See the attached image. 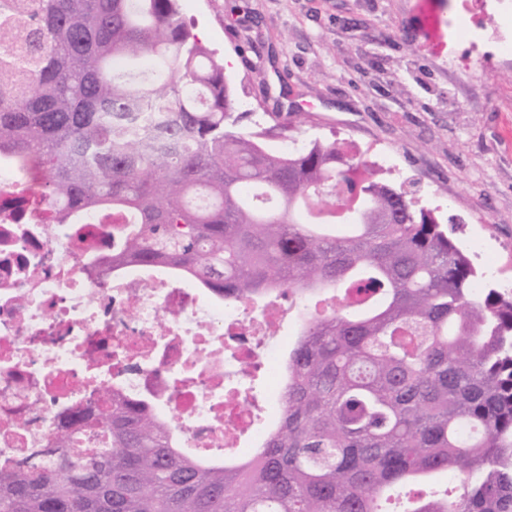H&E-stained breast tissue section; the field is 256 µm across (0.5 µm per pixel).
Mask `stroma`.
Here are the masks:
<instances>
[{"label":"stroma","instance_id":"stroma-1","mask_svg":"<svg viewBox=\"0 0 512 512\" xmlns=\"http://www.w3.org/2000/svg\"><path fill=\"white\" fill-rule=\"evenodd\" d=\"M234 58L240 123L393 151L395 183L435 209L497 287H512V67L451 0H182Z\"/></svg>","mask_w":512,"mask_h":512}]
</instances>
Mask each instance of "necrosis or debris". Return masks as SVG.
<instances>
[{
  "label": "necrosis or debris",
  "mask_w": 512,
  "mask_h": 512,
  "mask_svg": "<svg viewBox=\"0 0 512 512\" xmlns=\"http://www.w3.org/2000/svg\"><path fill=\"white\" fill-rule=\"evenodd\" d=\"M30 201L24 215L12 203ZM0 164V460L43 447L71 408L148 404L202 456L259 441L248 386L283 384L276 301H227L165 268L113 271L115 225L50 224Z\"/></svg>",
  "instance_id": "4bbe7bcc"
}]
</instances>
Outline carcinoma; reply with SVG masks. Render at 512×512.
Instances as JSON below:
<instances>
[{
	"label": "carcinoma",
	"instance_id": "1",
	"mask_svg": "<svg viewBox=\"0 0 512 512\" xmlns=\"http://www.w3.org/2000/svg\"><path fill=\"white\" fill-rule=\"evenodd\" d=\"M180 0H0V159L55 222L125 215L112 267L167 266L226 301L315 307L288 351L278 425L249 455L182 450L147 406L72 422L0 465V512H512V294L430 209L345 142L252 128Z\"/></svg>",
	"mask_w": 512,
	"mask_h": 512
}]
</instances>
